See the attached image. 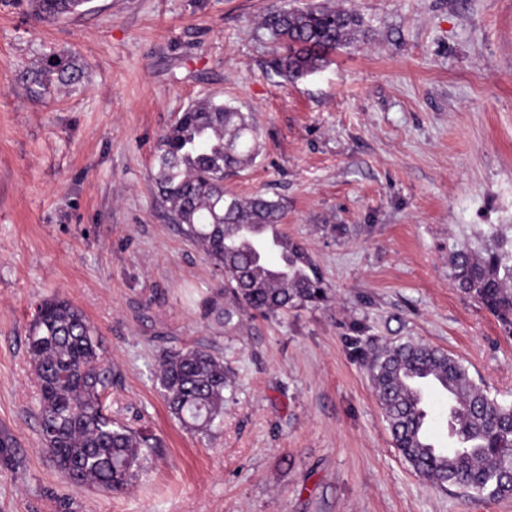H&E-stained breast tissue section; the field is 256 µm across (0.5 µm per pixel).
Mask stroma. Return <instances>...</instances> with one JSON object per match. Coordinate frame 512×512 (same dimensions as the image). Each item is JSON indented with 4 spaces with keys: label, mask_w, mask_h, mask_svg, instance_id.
<instances>
[{
    "label": "stroma",
    "mask_w": 512,
    "mask_h": 512,
    "mask_svg": "<svg viewBox=\"0 0 512 512\" xmlns=\"http://www.w3.org/2000/svg\"><path fill=\"white\" fill-rule=\"evenodd\" d=\"M275 2L93 0L40 23L0 0V512H512L412 469L346 343L429 344L512 403V337L450 263L512 225V0H285L363 20L297 82L267 71ZM65 53L83 84L30 98L20 72ZM208 97L260 132L225 188L284 202L329 302L225 324L221 272L151 188L160 135ZM54 295L98 331L113 418L160 441L126 492L73 486L42 445L28 329ZM198 345L235 378L207 436L156 380Z\"/></svg>",
    "instance_id": "1"
}]
</instances>
